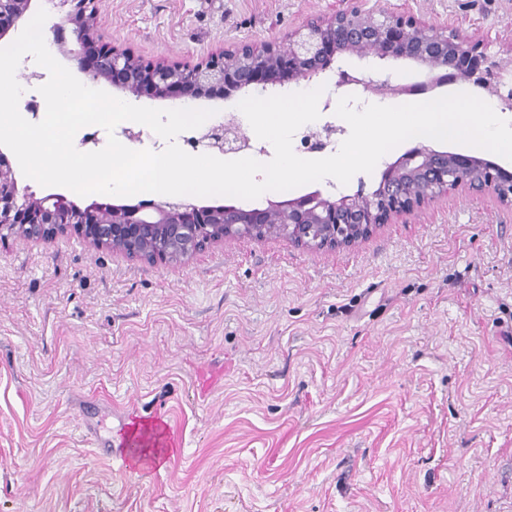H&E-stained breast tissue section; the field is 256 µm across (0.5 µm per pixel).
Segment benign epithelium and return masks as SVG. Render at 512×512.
I'll list each match as a JSON object with an SVG mask.
<instances>
[{"label":"benign epithelium","mask_w":512,"mask_h":512,"mask_svg":"<svg viewBox=\"0 0 512 512\" xmlns=\"http://www.w3.org/2000/svg\"><path fill=\"white\" fill-rule=\"evenodd\" d=\"M58 2L61 6L71 3L73 8L62 22L53 25V32L64 30L66 23L71 25L78 44L73 58L80 71L92 82L105 79L135 96L141 93L139 73L148 74L155 98L176 99L183 91L199 99L217 91L273 85L285 59L294 64L292 81L309 82L331 69L336 54L348 52L361 58L411 59L431 69L451 68L448 81H469L512 109V84L504 81L496 62L485 55L476 56V47L458 31L380 8L365 10L356 0L333 17L314 18L279 41L258 47L245 44L217 60L193 66L137 63L128 51L101 44L95 32L94 0ZM31 6L32 0H0L1 40L19 26ZM359 86L383 98L406 93L404 86L392 83L388 76L365 79L340 72L337 87L353 95ZM200 144L222 155L252 147L242 128L232 125L205 129ZM475 164L474 157L417 147L387 166L384 175L391 181L379 191L366 194L359 190L336 201L314 191L266 208L95 202L82 209L59 194L37 198L28 188H19L7 156L0 151V241L12 235L37 238L72 229L101 246L152 260L169 258L174 247L181 256H190L208 243L226 238L278 235L298 246L350 245L390 213L467 186L466 176ZM481 164L486 175L484 189L500 202L512 204V172L484 160ZM401 173L423 174L427 184L417 194L405 192L392 181Z\"/></svg>","instance_id":"7a95c632"}]
</instances>
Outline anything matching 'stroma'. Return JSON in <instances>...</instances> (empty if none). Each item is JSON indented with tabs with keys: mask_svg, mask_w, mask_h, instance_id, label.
Masks as SVG:
<instances>
[{
	"mask_svg": "<svg viewBox=\"0 0 512 512\" xmlns=\"http://www.w3.org/2000/svg\"><path fill=\"white\" fill-rule=\"evenodd\" d=\"M445 25L512 78V0H363ZM342 0H102L105 45L193 65L276 40ZM336 68L454 92L405 59ZM318 190L377 188L386 166ZM157 423L147 474L102 457ZM0 512H512V205L464 187L391 214L354 244L227 238L131 258L84 234L0 242Z\"/></svg>",
	"mask_w": 512,
	"mask_h": 512,
	"instance_id": "obj_1",
	"label": "stroma"
}]
</instances>
